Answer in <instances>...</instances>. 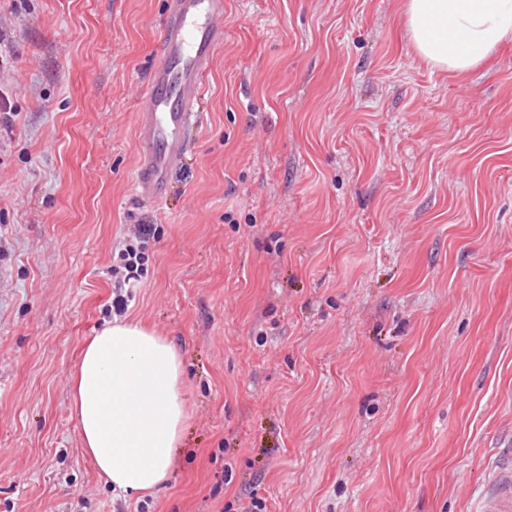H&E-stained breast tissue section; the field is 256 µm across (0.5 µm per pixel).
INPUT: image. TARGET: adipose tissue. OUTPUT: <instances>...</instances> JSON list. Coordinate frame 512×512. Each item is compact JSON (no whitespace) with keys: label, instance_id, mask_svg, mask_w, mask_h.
<instances>
[{"label":"adipose tissue","instance_id":"obj_1","mask_svg":"<svg viewBox=\"0 0 512 512\" xmlns=\"http://www.w3.org/2000/svg\"><path fill=\"white\" fill-rule=\"evenodd\" d=\"M417 56L459 76L512 42V0H403ZM72 407L82 446L113 488L140 498L166 483L187 413L182 364L167 338L114 321L83 345Z\"/></svg>","mask_w":512,"mask_h":512}]
</instances>
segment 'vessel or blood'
Listing matches in <instances>:
<instances>
[{"instance_id":"b4317fda","label":"vessel or blood","mask_w":512,"mask_h":512,"mask_svg":"<svg viewBox=\"0 0 512 512\" xmlns=\"http://www.w3.org/2000/svg\"><path fill=\"white\" fill-rule=\"evenodd\" d=\"M225 0H167L161 57L149 72L135 127L139 164L135 195L161 202L171 171L190 148L187 131L197 121L204 79L224 43ZM480 512H512V458L502 457L482 491Z\"/></svg>"}]
</instances>
